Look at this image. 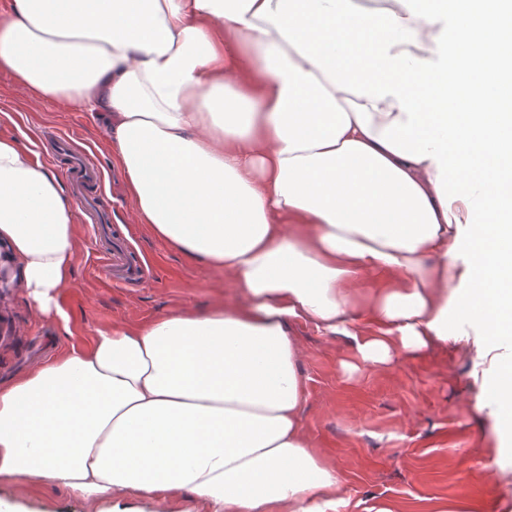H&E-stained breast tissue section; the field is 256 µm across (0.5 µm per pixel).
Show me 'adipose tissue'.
I'll list each match as a JSON object with an SVG mask.
<instances>
[{
  "mask_svg": "<svg viewBox=\"0 0 512 512\" xmlns=\"http://www.w3.org/2000/svg\"><path fill=\"white\" fill-rule=\"evenodd\" d=\"M505 0H14L0 69L97 113L141 223L246 296L102 331L0 384V480L60 485L85 512H336L288 322L346 330L362 277L391 276L362 360L448 331V267L484 346L512 344V83ZM440 75L428 86V75ZM464 184L449 194V178ZM0 263L43 314L76 249L55 174L0 135ZM492 391L512 450V359Z\"/></svg>",
  "mask_w": 512,
  "mask_h": 512,
  "instance_id": "obj_1",
  "label": "adipose tissue"
}]
</instances>
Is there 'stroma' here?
<instances>
[{
  "label": "stroma",
  "instance_id": "stroma-1",
  "mask_svg": "<svg viewBox=\"0 0 512 512\" xmlns=\"http://www.w3.org/2000/svg\"><path fill=\"white\" fill-rule=\"evenodd\" d=\"M50 130L75 133L104 164L111 228L129 232L153 272L129 288L106 279L97 265L104 241L91 216L76 210V257L59 296L63 317L44 318L20 289L0 292L1 384L71 347L90 348L98 331L241 299L231 276L184 255L140 223L99 119L63 102L36 99L0 70V134L15 137L50 168L53 160L41 151ZM461 286L450 278L447 340L416 351L396 349L384 365L362 361L354 337L292 323L302 350L303 427L336 472V512H512V459L496 452L500 410L489 387L498 360L512 356V349L476 351L483 333L457 307ZM0 498L13 500L16 512H84L80 500L37 479L25 497L0 483Z\"/></svg>",
  "mask_w": 512,
  "mask_h": 512
}]
</instances>
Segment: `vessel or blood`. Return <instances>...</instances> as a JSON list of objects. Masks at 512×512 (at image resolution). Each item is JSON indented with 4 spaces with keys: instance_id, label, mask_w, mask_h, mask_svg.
Listing matches in <instances>:
<instances>
[{
    "instance_id": "b4317fda",
    "label": "vessel or blood",
    "mask_w": 512,
    "mask_h": 512,
    "mask_svg": "<svg viewBox=\"0 0 512 512\" xmlns=\"http://www.w3.org/2000/svg\"><path fill=\"white\" fill-rule=\"evenodd\" d=\"M53 157L63 160L66 174L85 208L103 210V166L89 151L76 149L73 137L61 132L51 138ZM100 268L113 283L133 286L148 272V265L125 237L115 236L111 249L99 252Z\"/></svg>"
}]
</instances>
